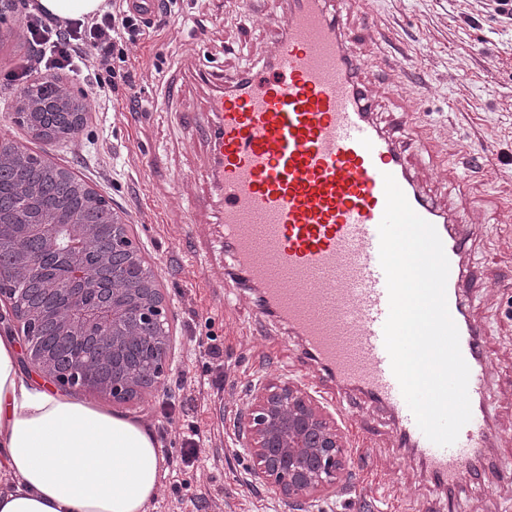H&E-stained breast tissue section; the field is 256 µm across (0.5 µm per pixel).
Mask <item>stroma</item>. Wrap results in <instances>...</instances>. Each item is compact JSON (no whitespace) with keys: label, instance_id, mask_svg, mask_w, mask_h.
<instances>
[{"label":"stroma","instance_id":"obj_1","mask_svg":"<svg viewBox=\"0 0 512 512\" xmlns=\"http://www.w3.org/2000/svg\"><path fill=\"white\" fill-rule=\"evenodd\" d=\"M485 0H370L377 33L361 45L384 58L405 53L409 79L430 90L416 111L379 97L383 125H402L421 146L414 166L439 200L476 198L484 217L472 228L462 287L470 318L491 360L487 382L490 438L473 475L454 489L430 482L425 462L397 447L394 418L351 395L331 402L303 376L298 341L286 326L254 317L256 294L225 303L219 193L204 183L210 148L188 108H204L210 90L198 71L234 73L262 60L267 29L241 17L238 0H178L173 15L155 13L153 30L125 44L112 65L129 74L100 93L85 69L56 72L57 82L91 107L75 139H32L16 120L25 78L36 60L24 13L0 21V138L75 172L110 201L134 229V242L166 298L172 340L156 390L125 402L85 392L96 405L149 424L162 443L167 474L150 512H512V21ZM480 140L475 170L450 171L460 140ZM447 171L434 181L432 172ZM179 196L197 208V223L165 207ZM217 347L220 358L208 353ZM298 385L341 432L348 461L332 493L319 502L290 500L255 476L257 462L243 428L261 384ZM201 430L199 460L181 464L192 427Z\"/></svg>","mask_w":512,"mask_h":512}]
</instances>
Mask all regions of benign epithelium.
Wrapping results in <instances>:
<instances>
[{
  "label": "benign epithelium",
  "instance_id": "1",
  "mask_svg": "<svg viewBox=\"0 0 512 512\" xmlns=\"http://www.w3.org/2000/svg\"><path fill=\"white\" fill-rule=\"evenodd\" d=\"M34 117L46 131L62 121L73 123L76 133L80 129L70 107L25 91L17 120L28 123ZM19 193L24 215L0 204V248L8 244L20 250L36 242L41 252L0 281V295L10 301L0 323L21 341L22 366L63 386L79 376L87 389L108 393L118 402L159 383L170 344L165 297L133 245L131 225L89 187L82 190L88 202L81 211L65 198L48 209L27 185ZM98 221L110 223L112 252L98 255L93 273L83 242L96 236ZM42 264L65 269L63 277L51 278L43 287L64 304L56 335L58 343L74 349L68 366L58 363L40 341L45 314L15 295V285ZM244 428L258 459L257 477L284 497L314 498L327 492L345 464L343 437L312 398L290 382L258 387Z\"/></svg>",
  "mask_w": 512,
  "mask_h": 512
}]
</instances>
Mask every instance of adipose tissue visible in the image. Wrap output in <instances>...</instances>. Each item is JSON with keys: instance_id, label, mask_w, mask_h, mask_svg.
Segmentation results:
<instances>
[{"instance_id": "ef3b65f1", "label": "adipose tissue", "mask_w": 512, "mask_h": 512, "mask_svg": "<svg viewBox=\"0 0 512 512\" xmlns=\"http://www.w3.org/2000/svg\"><path fill=\"white\" fill-rule=\"evenodd\" d=\"M60 23L102 15L107 0H30ZM143 421L37 384L0 333V512H149L167 473Z\"/></svg>"}]
</instances>
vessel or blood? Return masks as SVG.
Returning a JSON list of instances; mask_svg holds the SVG:
<instances>
[{"mask_svg": "<svg viewBox=\"0 0 512 512\" xmlns=\"http://www.w3.org/2000/svg\"><path fill=\"white\" fill-rule=\"evenodd\" d=\"M352 2L266 0L260 23L279 32L264 62L221 76L198 113L213 155L204 179L223 201L226 288L256 289L255 316L276 318L300 338L302 359L330 396L355 393L385 407L398 445L419 452L430 481L453 486L488 441L491 361L460 294L466 229L478 223L479 209L434 201L411 163L410 136L378 122L374 63L355 47ZM392 72L385 93L415 108L403 65ZM387 173L435 226L449 260L447 304L470 368L471 419L447 447L419 429L384 345L389 296L378 227Z\"/></svg>", "mask_w": 512, "mask_h": 512, "instance_id": "obj_1", "label": "vessel or blood"}]
</instances>
